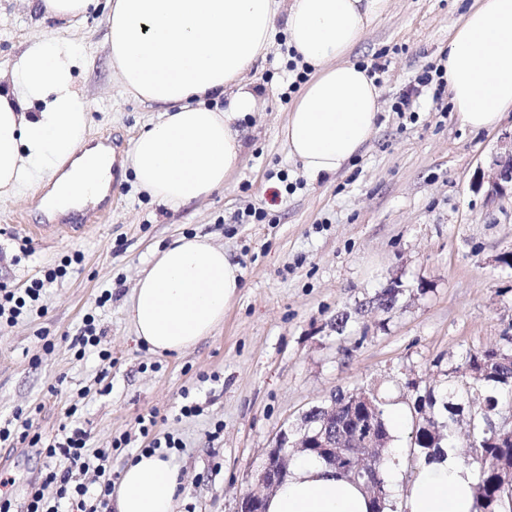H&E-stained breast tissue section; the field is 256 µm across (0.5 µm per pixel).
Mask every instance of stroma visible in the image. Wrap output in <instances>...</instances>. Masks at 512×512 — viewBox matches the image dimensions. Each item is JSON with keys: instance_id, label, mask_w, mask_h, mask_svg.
I'll return each instance as SVG.
<instances>
[{"instance_id": "35a3bbf8", "label": "stroma", "mask_w": 512, "mask_h": 512, "mask_svg": "<svg viewBox=\"0 0 512 512\" xmlns=\"http://www.w3.org/2000/svg\"><path fill=\"white\" fill-rule=\"evenodd\" d=\"M40 0H0V66L41 34ZM470 0H388L385 15L349 56L380 63L377 132L336 175L306 176L279 136L290 103L284 40L246 74L254 109L242 121L243 156L223 189L181 207L153 199L134 185L121 163L110 189L106 222L76 237L44 243L29 228L45 223L49 185L0 202V284L23 288L51 269L44 313L0 325V420L23 410L32 433L60 434L70 405L89 445L112 452V474L141 452L139 417L155 416L154 435L179 438L172 452L183 480L175 512H236L240 495L257 490L256 475L276 433L298 423L336 388L371 389L400 411L394 433L406 492L416 476L410 436L418 391L460 382L467 353L502 346L512 335V196L478 185L512 131V112L479 133L455 112L439 111L423 93L415 112L392 106L415 76L439 64L448 35ZM106 6L69 27L90 59L77 75L90 112L93 142L131 149L158 114L124 91L106 49ZM267 211L259 224H241L248 208ZM209 236L239 265L242 288L213 336L178 354L140 343L126 317L131 291L156 250L181 234ZM403 292L392 311L357 313L389 280ZM111 292L101 302L103 292ZM350 320L337 333V313ZM94 315L112 354L76 358L70 345ZM53 352L42 349L43 340ZM112 384L100 391V378ZM194 404L185 418L182 405ZM45 459L28 442L0 446V495L21 512Z\"/></svg>"}]
</instances>
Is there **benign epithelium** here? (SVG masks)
<instances>
[{
  "label": "benign epithelium",
  "mask_w": 512,
  "mask_h": 512,
  "mask_svg": "<svg viewBox=\"0 0 512 512\" xmlns=\"http://www.w3.org/2000/svg\"><path fill=\"white\" fill-rule=\"evenodd\" d=\"M507 139L508 149L495 159L493 172L488 178V191L492 195L512 192V134ZM343 406L347 414L346 426L336 425V401L332 399L328 405L322 407L323 419L320 425L314 426L306 420L301 423V436L298 440L291 439L294 431H280L273 446L267 450L265 461L258 473V484L267 491L276 490L281 480L288 476L293 453L299 448L316 451L334 464L338 448H363L365 452L356 454L361 459L373 448L387 447L388 441L382 439L379 428L381 409L373 393H348ZM352 478L369 491L375 489V469L370 466L360 464L354 467ZM263 504V495L248 492L239 498L236 512H264Z\"/></svg>",
  "instance_id": "1"
}]
</instances>
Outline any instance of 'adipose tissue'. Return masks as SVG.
<instances>
[{
  "label": "adipose tissue",
  "instance_id": "obj_1",
  "mask_svg": "<svg viewBox=\"0 0 512 512\" xmlns=\"http://www.w3.org/2000/svg\"><path fill=\"white\" fill-rule=\"evenodd\" d=\"M388 0H110L107 50L123 88L161 112L133 143L138 187L184 205L223 187L237 167L238 123L255 104L245 73L284 33L313 71L280 134L312 178L335 175L374 137L380 90L347 57ZM284 18V29L275 26ZM86 58L51 31L31 39L0 84V200L50 181L52 207L100 201L111 179L104 146H87L88 107L75 84ZM444 79L463 125L480 132L512 111V0H472L448 37ZM228 97L223 111L207 99ZM94 183L83 182L88 171ZM241 286V271L207 237L182 235L157 251L128 302L135 336L151 351L179 353L210 336ZM475 479L453 448L422 465L398 512H474ZM178 468L160 453L134 456L115 512H173ZM266 512H372L363 487L312 456L298 457Z\"/></svg>",
  "mask_w": 512,
  "mask_h": 512
}]
</instances>
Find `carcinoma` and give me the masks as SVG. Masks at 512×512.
<instances>
[{
	"label": "carcinoma",
	"mask_w": 512,
	"mask_h": 512,
	"mask_svg": "<svg viewBox=\"0 0 512 512\" xmlns=\"http://www.w3.org/2000/svg\"><path fill=\"white\" fill-rule=\"evenodd\" d=\"M465 364L480 375L478 384L464 383L457 388L463 404L442 403L445 414L435 412L437 398L430 390L415 399L419 408H428L430 429L412 431L411 448L418 462L431 460L442 444L452 441L454 426L469 408L473 431L470 454L462 459L466 467H478L475 486L476 512H512V445L492 434L490 420L501 408L499 395H512V352L504 348H487L467 353Z\"/></svg>",
	"instance_id": "cac0c4a2"
}]
</instances>
